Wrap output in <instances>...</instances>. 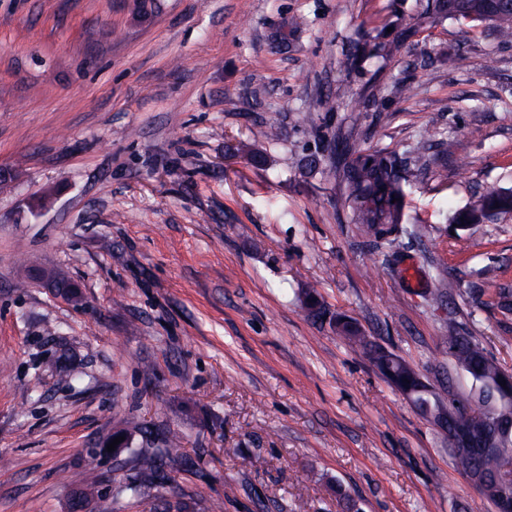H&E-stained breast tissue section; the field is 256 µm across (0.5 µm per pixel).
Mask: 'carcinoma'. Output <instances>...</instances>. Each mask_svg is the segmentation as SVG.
Listing matches in <instances>:
<instances>
[{
    "label": "carcinoma",
    "mask_w": 512,
    "mask_h": 512,
    "mask_svg": "<svg viewBox=\"0 0 512 512\" xmlns=\"http://www.w3.org/2000/svg\"><path fill=\"white\" fill-rule=\"evenodd\" d=\"M463 21L487 29L501 44L512 45V0H427L426 5L413 18L409 26L393 37L376 35L364 42L360 54H349L342 61L350 71L359 58L394 60L402 55L406 41L416 32L435 28L447 21ZM456 58L439 44L431 48L415 64L419 66H453ZM384 135V127L374 122L367 127L352 126L349 138H375ZM434 149L431 138L421 136L405 156L386 147L349 150L334 161V171L344 184L350 223L358 224L363 234L382 245H391L408 234L409 195L414 182L424 174V160ZM487 208L496 209L500 218L512 217V187L492 186L474 196L465 206L453 210L452 224H475ZM338 333L364 346L365 354L373 365L396 388H416L409 366L402 360L390 359V354L361 336L350 321H336ZM456 347L455 360L472 381L471 398L485 407V413L512 416V400L506 398L497 384L499 368L469 336L448 337V347ZM177 453V444L169 442L167 448H157L145 456V469L153 470L157 460ZM455 459L467 471H482L493 479L502 473L507 460L497 453L471 456L456 453Z\"/></svg>",
    "instance_id": "obj_1"
}]
</instances>
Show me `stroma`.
<instances>
[{
	"instance_id": "1",
	"label": "stroma",
	"mask_w": 512,
	"mask_h": 512,
	"mask_svg": "<svg viewBox=\"0 0 512 512\" xmlns=\"http://www.w3.org/2000/svg\"><path fill=\"white\" fill-rule=\"evenodd\" d=\"M425 2L0 0V512H70L76 490L93 512H346V496L360 512H495L335 328L352 320L446 401L471 386L449 337L512 373L497 296L512 289V219L445 221L512 186V45L449 21L401 58L339 67ZM440 43L456 66L407 68ZM404 77L412 96H389ZM371 96L385 134L357 147L455 143L446 176L413 185L418 222L394 248L350 223L332 172L352 101ZM34 266L77 282L78 301L29 282ZM172 438L144 475L142 452Z\"/></svg>"
}]
</instances>
